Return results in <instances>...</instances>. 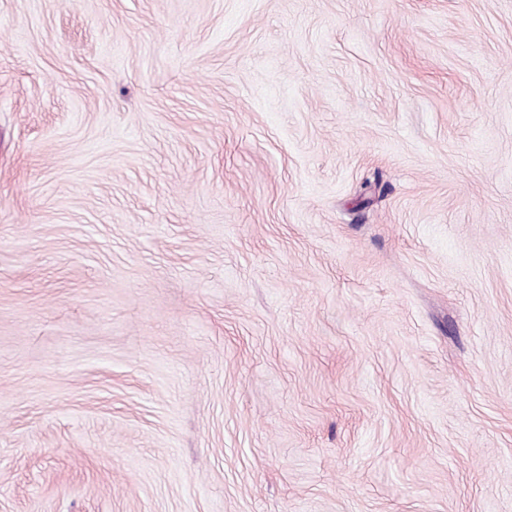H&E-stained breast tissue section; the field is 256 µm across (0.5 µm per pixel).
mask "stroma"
Returning a JSON list of instances; mask_svg holds the SVG:
<instances>
[{"label": "stroma", "mask_w": 512, "mask_h": 512, "mask_svg": "<svg viewBox=\"0 0 512 512\" xmlns=\"http://www.w3.org/2000/svg\"><path fill=\"white\" fill-rule=\"evenodd\" d=\"M0 512H512V0H0Z\"/></svg>", "instance_id": "35a3bbf8"}]
</instances>
